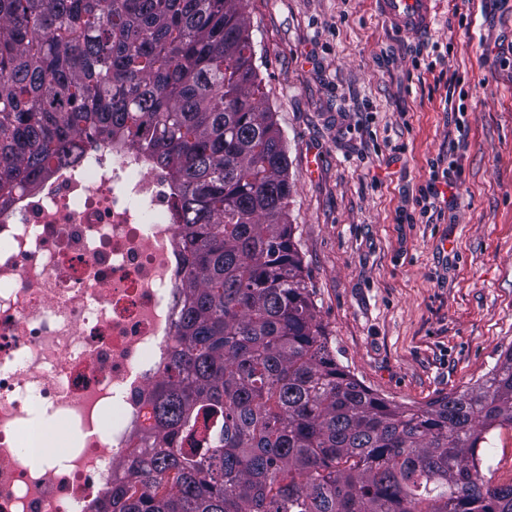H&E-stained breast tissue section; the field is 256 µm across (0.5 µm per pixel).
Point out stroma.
Returning a JSON list of instances; mask_svg holds the SVG:
<instances>
[{
    "mask_svg": "<svg viewBox=\"0 0 512 512\" xmlns=\"http://www.w3.org/2000/svg\"><path fill=\"white\" fill-rule=\"evenodd\" d=\"M244 5L338 362L398 404L473 387L512 347V0H440L418 37L376 0ZM436 168L457 172L458 198L426 218L415 201ZM477 455L486 481L512 483V430Z\"/></svg>",
    "mask_w": 512,
    "mask_h": 512,
    "instance_id": "stroma-1",
    "label": "stroma"
}]
</instances>
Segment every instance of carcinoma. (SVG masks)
<instances>
[{
    "label": "carcinoma",
    "mask_w": 512,
    "mask_h": 512,
    "mask_svg": "<svg viewBox=\"0 0 512 512\" xmlns=\"http://www.w3.org/2000/svg\"><path fill=\"white\" fill-rule=\"evenodd\" d=\"M244 0H0V209L124 136L169 169L189 270L149 425L94 512H512L476 450L512 429V347L424 407L328 347L259 111Z\"/></svg>",
    "instance_id": "1"
}]
</instances>
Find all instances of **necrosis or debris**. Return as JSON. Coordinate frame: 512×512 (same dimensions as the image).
I'll return each instance as SVG.
<instances>
[{
  "instance_id": "4bbe7bcc",
  "label": "necrosis or debris",
  "mask_w": 512,
  "mask_h": 512,
  "mask_svg": "<svg viewBox=\"0 0 512 512\" xmlns=\"http://www.w3.org/2000/svg\"><path fill=\"white\" fill-rule=\"evenodd\" d=\"M168 170L127 140L0 211V512H90L145 426L187 271Z\"/></svg>"
}]
</instances>
